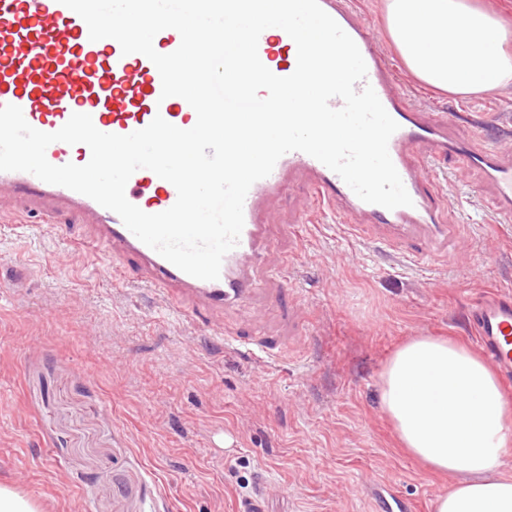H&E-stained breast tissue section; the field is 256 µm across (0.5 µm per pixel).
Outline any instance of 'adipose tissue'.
<instances>
[{"instance_id": "adipose-tissue-1", "label": "adipose tissue", "mask_w": 512, "mask_h": 512, "mask_svg": "<svg viewBox=\"0 0 512 512\" xmlns=\"http://www.w3.org/2000/svg\"><path fill=\"white\" fill-rule=\"evenodd\" d=\"M386 27L425 86L460 96L512 87V28L475 0H386ZM380 402L414 459L455 475L436 512H512V478L498 472L512 406L479 355L413 337L387 360Z\"/></svg>"}]
</instances>
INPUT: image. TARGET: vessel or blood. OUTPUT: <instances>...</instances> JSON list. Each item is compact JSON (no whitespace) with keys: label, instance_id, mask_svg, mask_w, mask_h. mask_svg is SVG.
Masks as SVG:
<instances>
[{"label":"vessel or blood","instance_id":"b4317fda","mask_svg":"<svg viewBox=\"0 0 512 512\" xmlns=\"http://www.w3.org/2000/svg\"><path fill=\"white\" fill-rule=\"evenodd\" d=\"M319 3L357 44L367 66V84L399 125L388 149L412 206L389 210L364 202L317 159L300 151L287 153L269 176L249 189L239 243L224 257L219 279L207 281L178 269L132 234L116 213L71 189L27 172L8 171L0 172V195L39 210L79 216L97 242L109 245L110 268L135 269L139 282L168 297L174 310L193 323L204 320L210 310L249 300L256 292L254 270L268 241V209L296 180L306 184L321 211L333 213L352 235L383 231L390 249L405 250L415 262L427 257L428 238L448 230L443 198L428 174L436 162L479 168L487 208L500 223L512 224V152L490 139L480 145L459 142L451 133L456 114L412 108L398 91L376 36L356 17L350 0ZM258 55L280 77L291 75L297 65L294 41L276 27L261 33ZM161 92V76L146 56L123 54L113 39L91 41L85 21L60 0H0V107H20L33 128L56 132L75 113L90 115L99 131L110 134H131L158 115L179 128H192L197 114L190 104L178 96L162 97ZM90 157L83 143L55 142L46 150L47 160L56 166L83 165ZM125 195L148 214L169 209L177 199L175 187L148 169L133 173ZM470 322L485 356L512 383V297L487 296L472 307Z\"/></svg>","mask_w":512,"mask_h":512}]
</instances>
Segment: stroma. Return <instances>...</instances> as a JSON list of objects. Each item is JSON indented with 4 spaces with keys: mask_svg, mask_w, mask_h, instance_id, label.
Instances as JSON below:
<instances>
[{
    "mask_svg": "<svg viewBox=\"0 0 512 512\" xmlns=\"http://www.w3.org/2000/svg\"><path fill=\"white\" fill-rule=\"evenodd\" d=\"M352 8L411 105L455 109L457 139L485 130L512 150V87L435 92L407 74L386 36V0ZM429 175L450 230L423 264L325 218L311 234L290 233L313 207L302 184L276 200L259 274L292 257L288 295H258L220 317L226 332L287 341L273 359L222 350L136 278L113 279L76 216L0 200V225L33 227L0 234V483L42 512H246L260 493L263 512H435L453 478L400 447L380 375L414 336L476 347L471 304L512 294V226L471 194L478 170L446 164Z\"/></svg>",
    "mask_w": 512,
    "mask_h": 512,
    "instance_id": "35a3bbf8",
    "label": "stroma"
}]
</instances>
